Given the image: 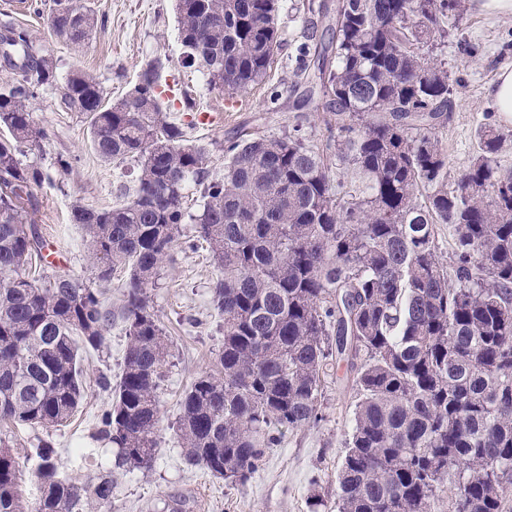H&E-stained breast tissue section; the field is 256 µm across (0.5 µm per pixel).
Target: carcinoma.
<instances>
[{"label": "carcinoma", "mask_w": 512, "mask_h": 512, "mask_svg": "<svg viewBox=\"0 0 512 512\" xmlns=\"http://www.w3.org/2000/svg\"><path fill=\"white\" fill-rule=\"evenodd\" d=\"M176 7L185 61L229 95L266 79L280 48V0H203ZM464 0H336L330 39L301 48L297 76L319 87L334 117L323 147L302 124L281 136L240 134L224 144V173L164 109L169 58L155 55L128 89L104 103L98 78H64L65 106L85 116L98 158L124 170L110 208L71 207L97 279L128 274L120 317L130 341L95 438L119 464L152 466L168 338L147 289L173 261L181 225L188 248L206 245L217 268L214 309L224 318L216 369L180 400L184 456L244 483L284 428L323 418L322 385L347 361L358 401L345 435L336 512H512V170L503 135L486 123L478 152L448 190L439 139L453 108L451 74L422 51L445 38ZM0 424H66L85 396L81 350L97 349L112 321L101 292L69 275L33 271L43 238L25 190L51 179L23 157L49 131L33 116L57 64L0 9ZM81 48L105 17L79 0L42 14ZM352 167L344 183L331 159ZM198 209L188 205V190ZM446 224L449 264L437 252ZM54 448L36 449L38 498L18 491L19 463L0 446V512H105L112 477L61 474Z\"/></svg>", "instance_id": "cac0c4a2"}]
</instances>
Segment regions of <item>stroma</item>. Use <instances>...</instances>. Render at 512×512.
Segmentation results:
<instances>
[{"label":"stroma","mask_w":512,"mask_h":512,"mask_svg":"<svg viewBox=\"0 0 512 512\" xmlns=\"http://www.w3.org/2000/svg\"><path fill=\"white\" fill-rule=\"evenodd\" d=\"M96 14L106 16L104 30L92 35L82 51L51 35L41 16L19 11L17 21L28 28L44 52L51 55L60 73L81 67L98 76L107 99L122 97L135 82L150 57H169L166 82L172 91L165 102L177 122L206 149L207 164L224 169V144L240 130L265 135L288 132L301 124L306 144L323 145L330 135L331 113L321 100L296 108L289 91L296 82L299 52L309 40V0H281L277 26L281 47L274 56L269 78L236 95L227 107V94L209 89L203 73L183 68L178 40L175 0H87ZM461 17L449 18L453 31L432 51L443 59L454 80L453 110L440 132L448 155V169L459 174L477 154V132L484 123L498 125L506 141L498 156L502 168H512V124L494 116L489 89L501 68L512 66V13L492 14L481 9V0H466ZM480 44L482 53L472 58L465 42ZM197 107L187 109L185 97ZM36 120L48 127L52 138L31 160L51 166V180L35 188L40 203L36 221L46 242L48 275L66 273L89 287L99 282L85 253L84 231L70 218L74 203L101 209L115 203L119 172L102 164L95 154L83 115L61 102L58 90H46L35 105ZM209 121H202V114ZM73 159L68 170L55 167L57 158ZM215 267L207 252L176 248L174 262L165 264L149 288L153 310L169 339L160 390L158 449L150 468L135 469L118 463L116 448L99 446L92 456L79 459L77 448L97 429L98 418L112 395L99 385L101 376L116 378L123 368L129 344L126 325L113 317L98 349L83 355L84 401L73 422L51 429L16 426L6 439L18 455L23 500L34 501L38 486L33 471L39 462L35 450L50 442L60 473L79 478L97 472L112 475L109 512H171L169 505L182 498L187 512H310L309 498L321 495L326 512H336L337 471L345 455V432L358 399L345 371L328 376L322 393L323 418L317 423L284 432L278 447L268 449L258 472L242 484H228L203 467L189 464L176 436L183 391L200 375L213 369L224 344V319L213 308L210 287Z\"/></svg>","instance_id":"1"}]
</instances>
